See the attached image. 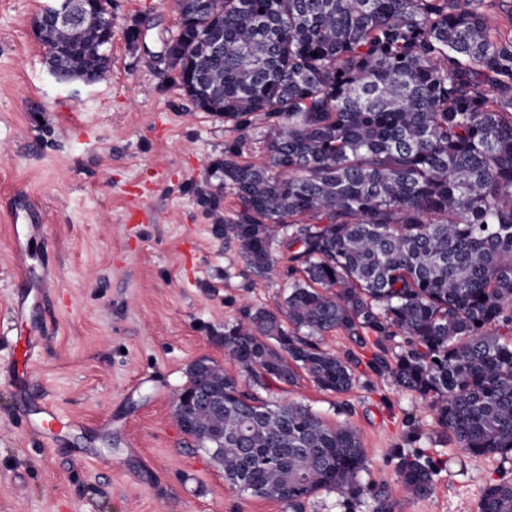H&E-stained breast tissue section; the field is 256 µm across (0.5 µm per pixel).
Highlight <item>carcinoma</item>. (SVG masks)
<instances>
[{
	"label": "carcinoma",
	"mask_w": 512,
	"mask_h": 512,
	"mask_svg": "<svg viewBox=\"0 0 512 512\" xmlns=\"http://www.w3.org/2000/svg\"><path fill=\"white\" fill-rule=\"evenodd\" d=\"M495 0H178L167 67L197 108L238 136L213 163L220 189L199 199L224 243L253 275L289 251L284 308L245 310L224 325L233 376L206 359L183 392L203 388L224 409L199 406L179 426L239 491L302 512L316 492L371 495L358 430L326 424L302 404L256 389L304 372L324 391L355 381L349 361L314 337L333 330L404 347L392 374L474 458L512 453V39L488 26ZM112 0H90L82 23L44 20L45 61L64 82L105 76L100 20ZM224 28V54L208 31ZM266 159L244 160L256 117ZM238 199L224 217L220 190ZM408 495L435 491L438 470L400 454ZM478 512H512V483L488 484Z\"/></svg>",
	"instance_id": "1"
}]
</instances>
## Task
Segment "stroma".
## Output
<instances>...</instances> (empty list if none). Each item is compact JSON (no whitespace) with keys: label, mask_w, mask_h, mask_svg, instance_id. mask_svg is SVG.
Returning a JSON list of instances; mask_svg holds the SVG:
<instances>
[{"label":"stroma","mask_w":512,"mask_h":512,"mask_svg":"<svg viewBox=\"0 0 512 512\" xmlns=\"http://www.w3.org/2000/svg\"><path fill=\"white\" fill-rule=\"evenodd\" d=\"M52 3L0 0V512H288L225 482L174 417L197 358L236 373L225 324L248 305L278 310L289 291L281 268L254 281L199 201L235 133L166 69L158 35L177 28L173 0H114L111 68L89 84L57 82L45 63L33 19ZM137 21L145 39L133 46L125 29ZM136 194L153 218L124 223ZM22 200L43 220L13 223ZM45 274L44 301L20 305ZM320 343L356 359L355 386L335 394L302 378L269 395L352 423L368 455L358 480L388 492L394 512H477L487 484L512 481V456L470 458L418 397L372 370L401 338L361 347L335 331ZM45 404L60 425L41 427ZM398 451L439 466L434 494L400 492Z\"/></svg>","instance_id":"obj_1"}]
</instances>
